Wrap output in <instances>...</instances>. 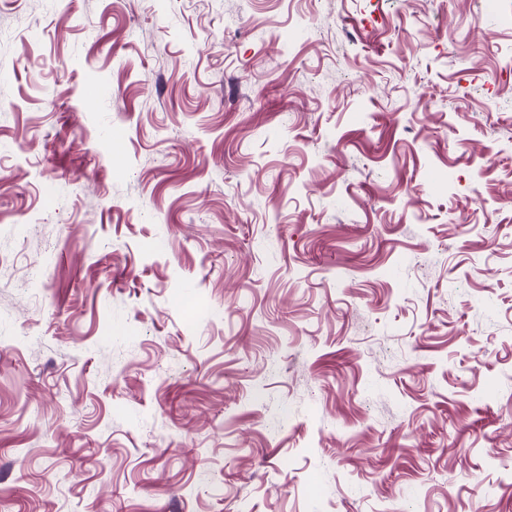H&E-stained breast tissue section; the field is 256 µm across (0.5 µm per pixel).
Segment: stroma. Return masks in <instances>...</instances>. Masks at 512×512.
<instances>
[{"instance_id": "stroma-1", "label": "stroma", "mask_w": 512, "mask_h": 512, "mask_svg": "<svg viewBox=\"0 0 512 512\" xmlns=\"http://www.w3.org/2000/svg\"><path fill=\"white\" fill-rule=\"evenodd\" d=\"M0 512H512V0H0Z\"/></svg>"}]
</instances>
